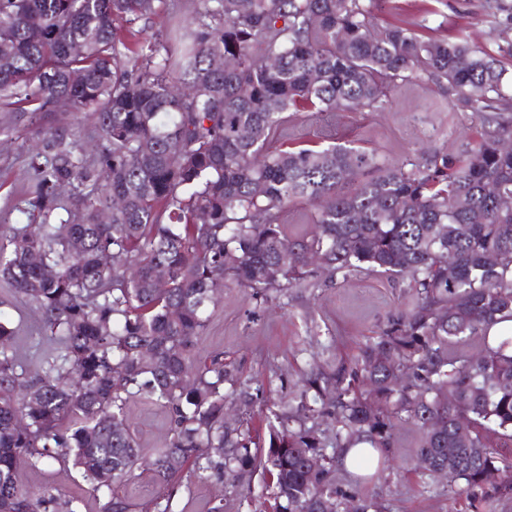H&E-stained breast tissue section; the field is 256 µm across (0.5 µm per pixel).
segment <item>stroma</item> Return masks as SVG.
Segmentation results:
<instances>
[{
  "instance_id": "stroma-1",
  "label": "stroma",
  "mask_w": 512,
  "mask_h": 512,
  "mask_svg": "<svg viewBox=\"0 0 512 512\" xmlns=\"http://www.w3.org/2000/svg\"><path fill=\"white\" fill-rule=\"evenodd\" d=\"M197 0H163L161 14L123 27L129 47L168 32L174 21L189 22ZM512 0L500 7L487 0H386L377 13L381 25H401L423 39H450L465 35L489 52L512 42ZM72 115L58 110L41 120L23 112H0V221L20 222L21 205L35 174L28 148L33 138L67 128ZM487 128L477 115L452 111L448 91L413 83L388 95L381 107L360 112L303 110L288 115L282 132L271 145L277 149H320L346 145L372 152L386 165L419 163L422 154L447 151L467 157L482 141ZM414 290L406 278L378 273L336 278L320 288H288L268 300H253L243 290L228 286L215 305L198 342L201 355L220 352L225 363L239 368L259 395L247 405L252 434L267 437L268 426L282 405L294 402L295 385L311 370L350 363L368 340L378 336L388 320L411 301ZM18 329V344L31 368H38L45 348L39 343L38 316L32 305L12 295L0 282V300ZM130 431L144 451L158 447L167 434L162 413L147 403L137 404ZM322 452L336 457L331 479L348 495L372 501L382 512H512V496L497 497L486 505L480 492L449 487L446 479L425 475L413 463L419 432L412 423L396 427L392 447L379 451L372 471L360 474L340 463L341 448L334 429L321 431ZM220 499L224 512H274L272 491L262 488V476L253 473L249 486L232 489L229 483L209 481L183 498L186 512H203L207 500Z\"/></svg>"
}]
</instances>
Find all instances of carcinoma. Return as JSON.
I'll list each match as a JSON object with an SVG mask.
<instances>
[{
	"instance_id": "obj_1",
	"label": "carcinoma",
	"mask_w": 512,
	"mask_h": 512,
	"mask_svg": "<svg viewBox=\"0 0 512 512\" xmlns=\"http://www.w3.org/2000/svg\"><path fill=\"white\" fill-rule=\"evenodd\" d=\"M371 2L199 0L185 40L146 39L131 56L117 24L151 19L162 0H0V110L35 118L65 98L73 112L70 129L33 147L29 222L0 224V280L35 307L53 344L29 374L0 310V512H83L88 489L97 512H179L181 490L259 467L282 512H314L322 498L340 506L331 461L311 462L320 443L291 427L307 414L335 425L346 449L389 448L394 421L410 420L422 472L473 489L494 471L492 495L512 494V464H499L490 442L512 441V337L489 345V330L512 319V209L485 192L493 182L512 198V153L499 149L512 137L502 65L512 48L497 57L463 36L378 27ZM225 56L235 69L214 66ZM428 81L492 127L465 160L434 152L406 170L341 145L267 151L287 112L376 108ZM86 114L102 136L92 160L66 142ZM346 171L370 177L342 193ZM299 202L317 207L314 229L291 238L280 216ZM362 272L409 278L415 302L354 364L311 372L296 410L275 415L266 455L252 452L249 430L224 423V384L245 403L250 386L224 353L196 348L212 288L230 281L266 300L309 277ZM160 273L163 289L153 287ZM468 341L482 353L456 350ZM138 401L168 423L149 455L128 429ZM22 460L79 481L67 495L48 486L34 497ZM139 469L158 491L133 503L115 487Z\"/></svg>"
}]
</instances>
